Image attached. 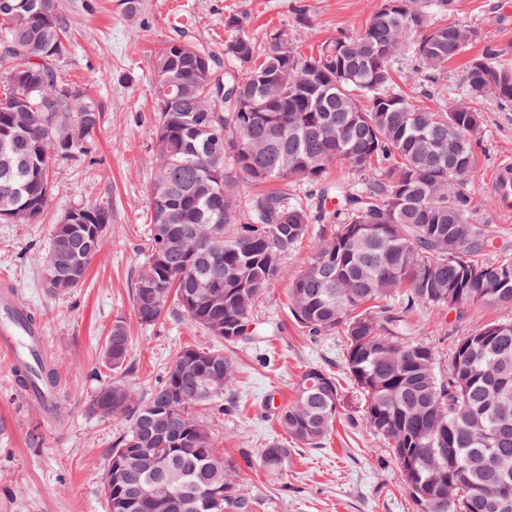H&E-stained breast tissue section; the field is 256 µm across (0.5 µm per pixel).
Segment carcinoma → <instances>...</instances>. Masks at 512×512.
<instances>
[{
  "instance_id": "carcinoma-1",
  "label": "carcinoma",
  "mask_w": 512,
  "mask_h": 512,
  "mask_svg": "<svg viewBox=\"0 0 512 512\" xmlns=\"http://www.w3.org/2000/svg\"><path fill=\"white\" fill-rule=\"evenodd\" d=\"M0 10V212L35 222L52 191L59 159L81 162L101 129L102 111L61 76L71 52L60 0H7ZM454 0H436L434 20L420 0H380L363 30L325 41L303 56L279 36L266 52L241 31L224 51L183 25L155 60L156 171L146 255L132 289L145 325L183 316L234 344L248 338L253 306L286 275L282 258L314 234L305 268L290 281V314L310 338L344 336L343 367L363 400L361 422L392 449L418 512H512V320L456 339L441 366L431 343L411 336L421 309L457 313L488 303L512 308V261L492 260L490 234L471 222L464 186L477 173L473 135L482 113L472 101L512 103V64L474 57L464 83L469 101L418 106L392 63L405 51L424 78L440 73L481 39L449 22ZM232 69H221V58ZM366 97L365 105L360 97ZM346 165L351 184L329 179ZM258 191L242 207L237 179ZM307 183L310 200L289 192ZM112 224V200L67 211L54 225L43 277L52 292L80 287ZM63 261L71 276L58 274ZM220 292L215 299L211 292ZM131 337L112 323L101 364L116 372ZM237 371L219 349L185 345L162 380L140 394L113 378L88 404L123 416L102 482L105 512H252L237 493L241 467L198 408L234 404ZM46 364L16 370L23 391L56 381ZM340 414L336 378L315 367L300 377L277 420L292 443L320 445ZM293 449H263L265 468L287 467Z\"/></svg>"
}]
</instances>
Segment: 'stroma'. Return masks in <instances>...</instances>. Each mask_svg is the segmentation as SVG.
I'll list each match as a JSON object with an SVG mask.
<instances>
[{"instance_id":"1","label":"stroma","mask_w":512,"mask_h":512,"mask_svg":"<svg viewBox=\"0 0 512 512\" xmlns=\"http://www.w3.org/2000/svg\"><path fill=\"white\" fill-rule=\"evenodd\" d=\"M71 28V54L62 64L68 83L102 108L103 126L90 160H63L55 168L53 190L40 221L0 223V282L42 323L50 362L59 382L65 413L46 418L20 392L0 359V512H104L102 478L107 452L123 434L124 418L88 412L96 389L112 378L99 363L113 321L124 320L132 336L123 376L139 392L162 379L174 351L189 344L218 347L217 339L169 316L152 326L139 323L131 306V283L144 257L150 227L153 146L156 132L155 55L173 33L174 0H144L141 14L128 20L119 0H61ZM379 0H183L198 38L222 48L231 33L226 16L243 17L260 47L278 34L299 53L360 30ZM453 19L478 28L482 38L465 55L449 61L438 79L403 84L417 105L437 109L466 96L468 58L487 52L512 63V18L501 0H454ZM484 120L475 134L479 177L469 182L470 217L493 237V259L512 258V218L497 215L484 185L499 159L512 157V104L482 101ZM112 198V224L100 255L84 283L61 297L46 287L42 268L53 224L69 209ZM313 240L283 258L287 277L257 300L249 340L223 347L235 364V403L214 418L212 429L222 455L241 465L240 495L252 512H417L392 451L369 437L361 424V399L341 364L343 339L305 336L288 311L289 276L308 261ZM490 304L465 306L461 314L432 309L414 316L419 338L440 357L458 336L506 318ZM310 367L334 375L341 386V418L315 448L299 447L287 468L267 471L259 455L270 442H288L276 411L294 396L299 376Z\"/></svg>"}]
</instances>
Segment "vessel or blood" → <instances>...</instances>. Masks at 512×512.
Wrapping results in <instances>:
<instances>
[{
	"mask_svg": "<svg viewBox=\"0 0 512 512\" xmlns=\"http://www.w3.org/2000/svg\"><path fill=\"white\" fill-rule=\"evenodd\" d=\"M487 191L496 202L499 215L512 216V159H501L493 168ZM27 309L17 307L11 288L0 289V354L10 368L43 359L47 341L40 325L29 322Z\"/></svg>",
	"mask_w": 512,
	"mask_h": 512,
	"instance_id": "b4317fda",
	"label": "vessel or blood"
}]
</instances>
